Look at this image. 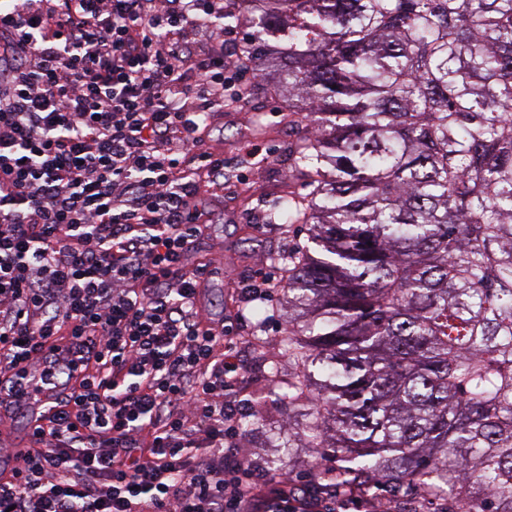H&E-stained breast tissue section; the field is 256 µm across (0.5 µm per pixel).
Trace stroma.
Segmentation results:
<instances>
[{
	"label": "stroma",
	"mask_w": 512,
	"mask_h": 512,
	"mask_svg": "<svg viewBox=\"0 0 512 512\" xmlns=\"http://www.w3.org/2000/svg\"><path fill=\"white\" fill-rule=\"evenodd\" d=\"M206 122L201 148L223 154L224 184L206 188L196 200L209 216L195 253L207 265L199 304L213 323L224 325L236 345L241 368L232 395L240 417L256 411L252 401L257 393L266 395L260 424L240 433L238 440L256 466V481L264 483L278 478L280 451L269 441L288 423L287 412L267 393L273 366H288L277 347L285 332V302L280 290L265 296L247 288L261 271L281 280L283 271L273 256L306 242L302 225L272 221L288 190L301 188L289 172L288 143L294 132L280 102L270 96L259 97L252 113L213 107Z\"/></svg>",
	"instance_id": "35a3bbf8"
}]
</instances>
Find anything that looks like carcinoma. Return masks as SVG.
Instances as JSON below:
<instances>
[{"label": "carcinoma", "mask_w": 512, "mask_h": 512, "mask_svg": "<svg viewBox=\"0 0 512 512\" xmlns=\"http://www.w3.org/2000/svg\"><path fill=\"white\" fill-rule=\"evenodd\" d=\"M281 99L293 176L274 220L283 456L346 496L512 512V0H227Z\"/></svg>", "instance_id": "carcinoma-1"}]
</instances>
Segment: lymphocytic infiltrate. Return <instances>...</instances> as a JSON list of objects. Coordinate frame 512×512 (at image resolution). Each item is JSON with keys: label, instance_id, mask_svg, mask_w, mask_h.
Returning a JSON list of instances; mask_svg holds the SVG:
<instances>
[{"label": "lymphocytic infiltrate", "instance_id": "obj_1", "mask_svg": "<svg viewBox=\"0 0 512 512\" xmlns=\"http://www.w3.org/2000/svg\"><path fill=\"white\" fill-rule=\"evenodd\" d=\"M202 23L223 32L224 0H0V427L19 377L51 355L64 378L0 512H324L224 459L239 366L187 259L235 62L188 50Z\"/></svg>", "mask_w": 512, "mask_h": 512}]
</instances>
